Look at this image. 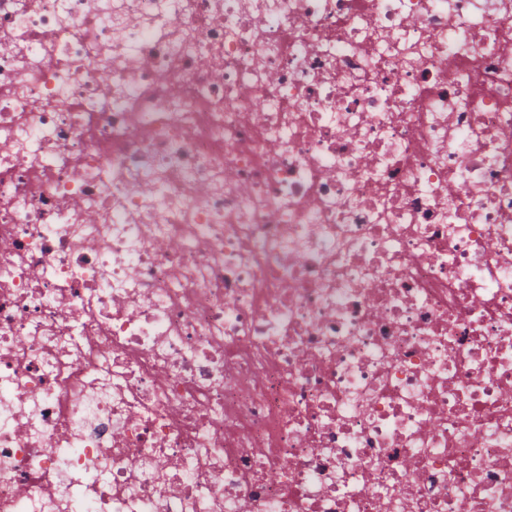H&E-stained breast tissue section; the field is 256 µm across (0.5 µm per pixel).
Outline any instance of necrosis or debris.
Returning <instances> with one entry per match:
<instances>
[{
    "label": "necrosis or debris",
    "instance_id": "4bbe7bcc",
    "mask_svg": "<svg viewBox=\"0 0 512 512\" xmlns=\"http://www.w3.org/2000/svg\"><path fill=\"white\" fill-rule=\"evenodd\" d=\"M0 512H512V0H0Z\"/></svg>",
    "mask_w": 512,
    "mask_h": 512
}]
</instances>
